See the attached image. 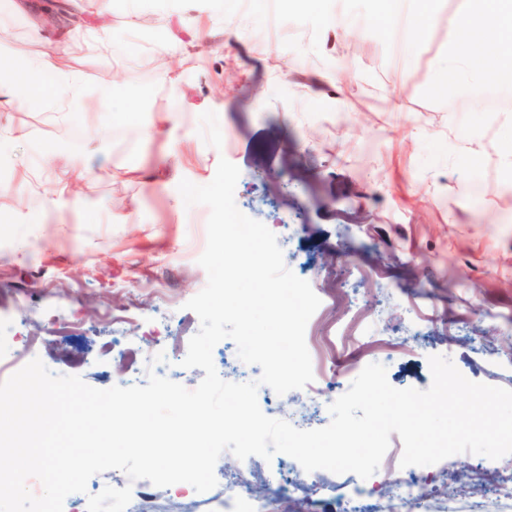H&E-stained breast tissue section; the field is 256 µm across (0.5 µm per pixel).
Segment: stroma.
Segmentation results:
<instances>
[{
	"instance_id": "1",
	"label": "stroma",
	"mask_w": 512,
	"mask_h": 512,
	"mask_svg": "<svg viewBox=\"0 0 512 512\" xmlns=\"http://www.w3.org/2000/svg\"><path fill=\"white\" fill-rule=\"evenodd\" d=\"M161 21L156 41L136 8ZM86 0L82 31L60 58L80 74L87 105L22 112L0 105V382L18 355L91 387L116 376L99 346L111 335L104 308L135 309L130 344L164 348L167 335L200 320L186 309L207 283L181 253L209 209L186 206L181 180L205 185L220 159L240 170L235 200L269 226L286 266L315 284L321 304L311 322L334 358L329 374L272 395L271 418L329 424V405L370 363L383 364L398 389L430 387L428 359L443 355L469 380L512 390V94L486 112L480 91L431 70L454 51L463 25L458 0H431L435 23L419 40L384 31L373 0H333V13L367 29L348 41L312 10L243 0L233 34L207 0H110L106 19ZM106 22L111 41L136 61L113 73L92 33ZM12 52L36 55L44 30L0 9ZM163 72L145 69L158 45ZM351 84L330 75L337 64ZM165 126L147 134L157 121ZM26 125L28 136L10 139ZM71 185L56 191L58 182ZM350 236H343V229ZM56 310L83 322L66 331L40 316ZM500 461L470 453L403 476L419 481L434 512H512L496 490ZM480 476L456 492L458 474ZM326 492L297 493L281 512H336L359 478L325 473Z\"/></svg>"
}]
</instances>
